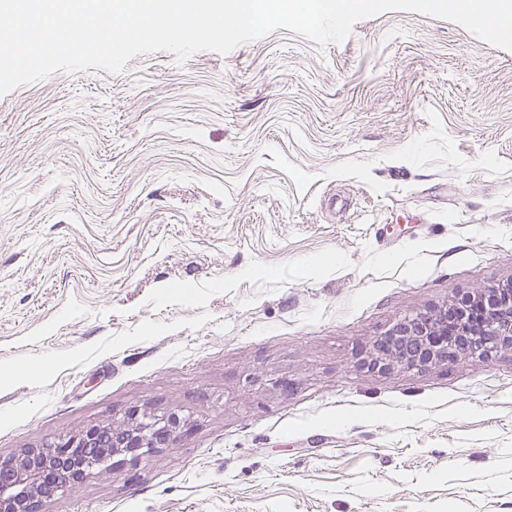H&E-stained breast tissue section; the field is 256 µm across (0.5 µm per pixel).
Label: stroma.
<instances>
[{
  "mask_svg": "<svg viewBox=\"0 0 512 512\" xmlns=\"http://www.w3.org/2000/svg\"><path fill=\"white\" fill-rule=\"evenodd\" d=\"M510 281L512 51L458 24L0 94V459L135 410L190 427L40 512H512V352L366 363Z\"/></svg>",
  "mask_w": 512,
  "mask_h": 512,
  "instance_id": "obj_1",
  "label": "stroma"
}]
</instances>
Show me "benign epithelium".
<instances>
[{
	"mask_svg": "<svg viewBox=\"0 0 512 512\" xmlns=\"http://www.w3.org/2000/svg\"><path fill=\"white\" fill-rule=\"evenodd\" d=\"M460 315L457 335L466 348L448 346V308L404 318L370 346V364L427 368L448 360V353L481 355L512 351V292L482 289L453 302ZM189 430L186 419L172 412L163 418L132 415L124 426L96 425L17 457L0 459V512H37L40 500L80 483L93 469H108L116 455L135 461L159 446L174 444Z\"/></svg>",
	"mask_w": 512,
	"mask_h": 512,
	"instance_id": "benign-epithelium-1",
	"label": "benign epithelium"
}]
</instances>
